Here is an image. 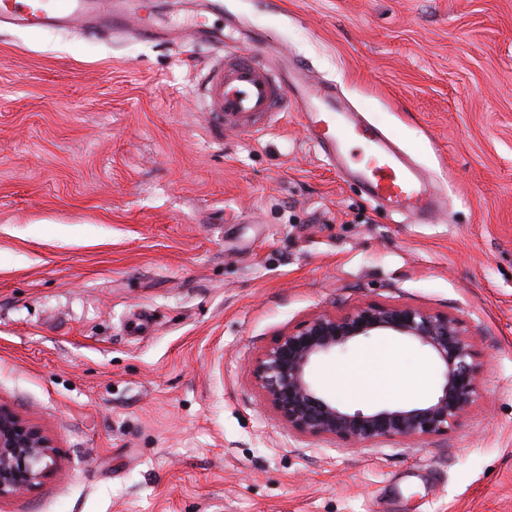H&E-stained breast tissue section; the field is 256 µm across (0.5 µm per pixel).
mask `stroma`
I'll return each mask as SVG.
<instances>
[{"mask_svg":"<svg viewBox=\"0 0 512 512\" xmlns=\"http://www.w3.org/2000/svg\"><path fill=\"white\" fill-rule=\"evenodd\" d=\"M171 29L0 25V403L58 469L0 512H512V0H224L225 45L275 63L390 134L447 199L417 223L330 166L296 113L220 127L204 80L224 46L190 0ZM376 302L458 317L480 395L423 440L288 431L249 367L314 313ZM391 343L433 399L430 351L392 332L318 360L339 389Z\"/></svg>","mask_w":512,"mask_h":512,"instance_id":"1","label":"stroma"}]
</instances>
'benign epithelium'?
Returning <instances> with one entry per match:
<instances>
[{"instance_id": "1", "label": "benign epithelium", "mask_w": 512, "mask_h": 512, "mask_svg": "<svg viewBox=\"0 0 512 512\" xmlns=\"http://www.w3.org/2000/svg\"><path fill=\"white\" fill-rule=\"evenodd\" d=\"M376 331L414 340L441 362L443 381L433 400L350 412L317 391L310 380L314 361ZM481 371L476 345L459 318L416 307L366 303L340 315H312L264 349L253 361L251 375L288 430L367 445L448 432L477 400ZM55 465L50 440L0 404V499L29 489Z\"/></svg>"}]
</instances>
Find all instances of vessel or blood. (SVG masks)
I'll return each mask as SVG.
<instances>
[{"mask_svg":"<svg viewBox=\"0 0 512 512\" xmlns=\"http://www.w3.org/2000/svg\"><path fill=\"white\" fill-rule=\"evenodd\" d=\"M204 15L193 31L199 38L221 42L223 29L208 23L224 12L222 0H206ZM0 21L24 28L133 26L137 37L156 40L164 30L146 14L142 0H0ZM212 112L245 127L262 117L290 109L300 112L312 140L331 162L341 164L368 194L391 207L431 217L438 199L416 170L375 123L361 118L331 82L312 83L287 71H274L262 47L230 50L205 85Z\"/></svg>","mask_w":512,"mask_h":512,"instance_id":"1","label":"vessel or blood"}]
</instances>
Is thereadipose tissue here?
Returning a JSON list of instances; mask_svg holds the SVG:
<instances>
[{"mask_svg":"<svg viewBox=\"0 0 512 512\" xmlns=\"http://www.w3.org/2000/svg\"><path fill=\"white\" fill-rule=\"evenodd\" d=\"M398 356V348L391 344L363 354L357 371L346 378V386L352 389H365L379 400H399L408 397L410 387L397 369Z\"/></svg>","mask_w":512,"mask_h":512,"instance_id":"obj_1","label":"adipose tissue"}]
</instances>
